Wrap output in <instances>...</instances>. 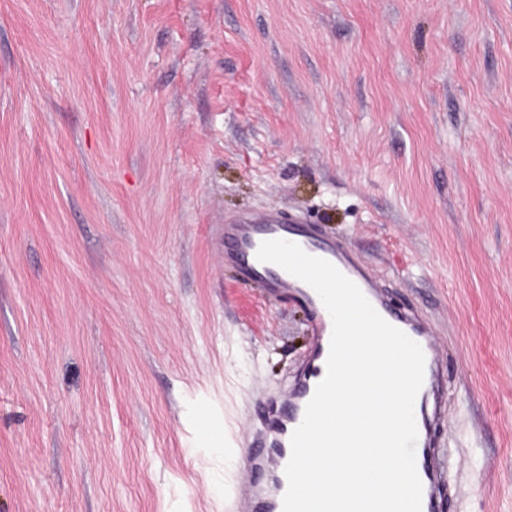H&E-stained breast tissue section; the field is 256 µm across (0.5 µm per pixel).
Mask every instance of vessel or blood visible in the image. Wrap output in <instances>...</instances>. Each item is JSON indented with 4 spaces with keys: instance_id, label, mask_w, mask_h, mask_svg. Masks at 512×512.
Here are the masks:
<instances>
[{
    "instance_id": "1",
    "label": "vessel or blood",
    "mask_w": 512,
    "mask_h": 512,
    "mask_svg": "<svg viewBox=\"0 0 512 512\" xmlns=\"http://www.w3.org/2000/svg\"><path fill=\"white\" fill-rule=\"evenodd\" d=\"M272 239L294 242L308 254L333 264L360 288L386 322L421 347L425 357L424 380L415 404H430L431 412L428 419L416 423L415 463L422 485L421 512H441L442 499L437 491L445 481L444 451L434 441L429 423L443 415L448 388L433 327L417 309L394 310L383 283L349 246L321 235L311 225L283 212L244 215L224 222L225 261L240 267L249 281L267 293L293 296L316 315L307 371L296 378L285 397H269L262 405L255 444L245 451L248 476L230 489L238 512H282L288 488L285 467L291 456V436L301 424L316 386L326 375L333 330L331 316L311 286L278 265L258 260L261 243Z\"/></svg>"
}]
</instances>
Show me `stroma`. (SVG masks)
Returning <instances> with one entry per match:
<instances>
[{
	"label": "stroma",
	"instance_id": "stroma-1",
	"mask_svg": "<svg viewBox=\"0 0 512 512\" xmlns=\"http://www.w3.org/2000/svg\"><path fill=\"white\" fill-rule=\"evenodd\" d=\"M263 211L430 321L443 512H512V0H0V512H229L315 323L220 261Z\"/></svg>",
	"mask_w": 512,
	"mask_h": 512
}]
</instances>
